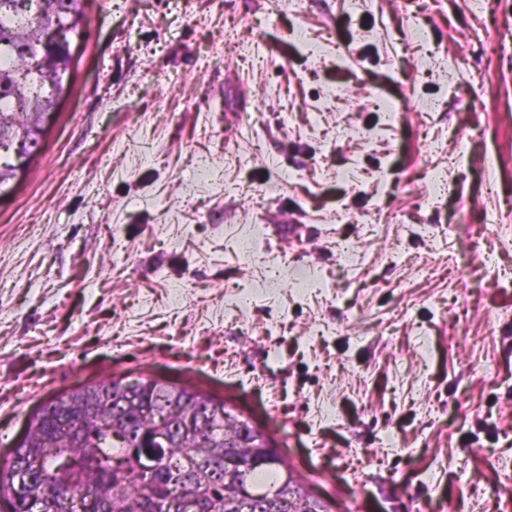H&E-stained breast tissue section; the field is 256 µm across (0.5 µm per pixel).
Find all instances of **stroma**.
I'll use <instances>...</instances> for the list:
<instances>
[{
  "label": "stroma",
  "instance_id": "35a3bbf8",
  "mask_svg": "<svg viewBox=\"0 0 512 512\" xmlns=\"http://www.w3.org/2000/svg\"><path fill=\"white\" fill-rule=\"evenodd\" d=\"M302 2L85 0L0 195V466L48 402L144 377L331 512H512V0ZM252 222L321 285L240 318Z\"/></svg>",
  "mask_w": 512,
  "mask_h": 512
}]
</instances>
